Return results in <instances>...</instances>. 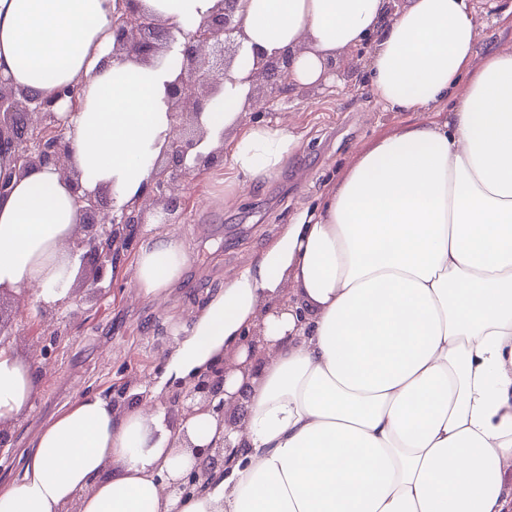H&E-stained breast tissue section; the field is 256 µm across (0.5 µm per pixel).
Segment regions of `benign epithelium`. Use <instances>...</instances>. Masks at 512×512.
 I'll use <instances>...</instances> for the list:
<instances>
[{"label": "benign epithelium", "mask_w": 512, "mask_h": 512, "mask_svg": "<svg viewBox=\"0 0 512 512\" xmlns=\"http://www.w3.org/2000/svg\"><path fill=\"white\" fill-rule=\"evenodd\" d=\"M224 8L203 19L190 31L175 30L162 23L156 16L139 9L137 0H119L120 7L113 15L112 30L115 37L112 58L123 60L136 57L151 60L160 55L161 49H170L177 36H182L179 56V75L168 88L171 109L184 122L175 128V135L166 152L165 164L156 165L151 171L153 189L161 196L165 205L157 215L156 223L169 224L180 208L181 199L175 193L178 179L205 167H211L223 158V149H214L205 154L201 145L208 131L202 121L206 107L224 94V79L231 73L232 65L241 50L240 22L236 20L238 0H222ZM291 62L280 56L265 62H257L256 83L249 93L254 112L274 102L281 94L288 76ZM79 89L70 86L57 91L47 98H24V111L36 112L51 122L41 130L25 123L15 122L13 131L16 139L18 160L23 167L34 163L53 166L63 170L64 162L70 157V142L63 126L54 125L55 112L60 101L67 99L76 106ZM18 101L15 93L0 84V118L13 119L17 114ZM71 182L76 203L82 216L81 227L85 237L77 244L80 265L93 262L92 273L85 288L102 297L109 289L102 285L109 269L117 260L112 243L121 241L128 244L137 225L146 223L140 209L112 211L103 221L95 220L103 201L101 189L88 191L78 178L66 175ZM226 372L218 368L192 381V384L178 395L186 403V415H192L198 408H208L218 417H224V382ZM195 459L201 465L189 475L173 484L171 491L183 498L189 496L203 478H209L214 469L224 463V445L209 444L198 446L188 444Z\"/></svg>", "instance_id": "obj_1"}]
</instances>
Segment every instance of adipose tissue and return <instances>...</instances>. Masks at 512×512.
<instances>
[{
	"label": "adipose tissue",
	"mask_w": 512,
	"mask_h": 512,
	"mask_svg": "<svg viewBox=\"0 0 512 512\" xmlns=\"http://www.w3.org/2000/svg\"><path fill=\"white\" fill-rule=\"evenodd\" d=\"M191 30L221 0H142ZM116 0H0V81L47 97L72 165L115 209L140 205L172 136L163 62L112 58ZM243 50L224 102L204 113L208 149L230 137L224 181L275 176L299 139L245 108L257 55H292L295 87L366 47L370 90L417 113L361 145L315 206L297 212L249 265L209 292L176 340L161 395L214 365L240 424L209 412L166 427L139 396L87 393L44 424L0 512H512V49L479 50L468 0H241ZM0 291L68 299L81 215L50 167L19 168L0 125ZM190 260L159 231L135 254L137 297L162 300ZM260 334L267 358H249ZM41 367L0 344V426L32 406ZM225 442L209 484L181 499L170 482L191 445Z\"/></svg>",
	"instance_id": "ef3b65f1"
}]
</instances>
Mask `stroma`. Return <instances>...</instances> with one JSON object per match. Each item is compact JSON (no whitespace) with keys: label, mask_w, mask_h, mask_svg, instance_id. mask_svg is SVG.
I'll return each mask as SVG.
<instances>
[{"label":"stroma","mask_w":512,"mask_h":512,"mask_svg":"<svg viewBox=\"0 0 512 512\" xmlns=\"http://www.w3.org/2000/svg\"><path fill=\"white\" fill-rule=\"evenodd\" d=\"M335 90L306 87L284 93L263 119L300 136L281 171L224 197V168L183 179V215L175 228L190 244L191 259L165 300L136 298L127 276L113 280L104 298L86 291L87 271L74 282L76 301L43 309L14 295L4 312L14 319L13 343L21 357L40 361L41 385L32 408L6 433L0 483L16 478L39 427L78 396L99 391L126 400L129 385L150 390L164 369L180 326L190 324L207 291L254 261L282 224L315 203L327 182L362 143L401 121L375 100L357 51L343 53Z\"/></svg>","instance_id":"1"}]
</instances>
